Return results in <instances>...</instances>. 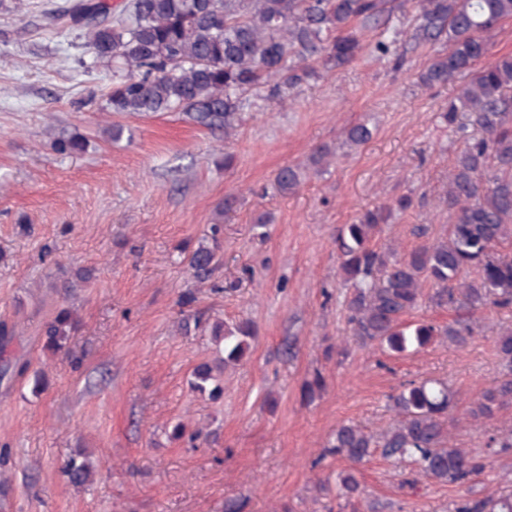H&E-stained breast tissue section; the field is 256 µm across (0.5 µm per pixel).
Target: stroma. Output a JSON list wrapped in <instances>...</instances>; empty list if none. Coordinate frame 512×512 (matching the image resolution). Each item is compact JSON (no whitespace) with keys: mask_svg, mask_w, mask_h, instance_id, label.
Masks as SVG:
<instances>
[{"mask_svg":"<svg viewBox=\"0 0 512 512\" xmlns=\"http://www.w3.org/2000/svg\"><path fill=\"white\" fill-rule=\"evenodd\" d=\"M58 2L31 0L23 16L0 7V512H224L229 499L242 512H327L337 487L326 479L348 468L359 512H451L512 491V456L469 484L413 489L381 456L355 467L321 456L340 425L391 426L387 397L410 380H446L466 409L495 383L493 339L512 327V313H480L467 345L439 337L396 357L359 344L347 322L340 227L393 206L377 241L403 254L453 221L440 199L467 133L441 117L455 85L420 81L434 47L413 38L415 0L389 17L391 56L364 30L350 66L318 70L282 100L246 93L228 138L181 112H110L111 69L79 70L84 39L41 25ZM360 123L372 137L349 147L344 131ZM57 137L83 148L58 154ZM321 145L330 162L312 164ZM287 165L303 182L283 195L273 180ZM405 195L412 206L396 210ZM215 237L218 264L198 281L187 257ZM63 308L72 352L55 355L42 330ZM194 316L202 327L184 328ZM242 320L256 335L220 375L222 396L192 392L194 367L217 356L209 323ZM317 373L325 386L306 399ZM179 422L199 439L174 438ZM510 426L512 405L460 418L450 440L478 451ZM79 454L93 464L82 486L61 473Z\"/></svg>","mask_w":512,"mask_h":512,"instance_id":"35a3bbf8","label":"stroma"}]
</instances>
